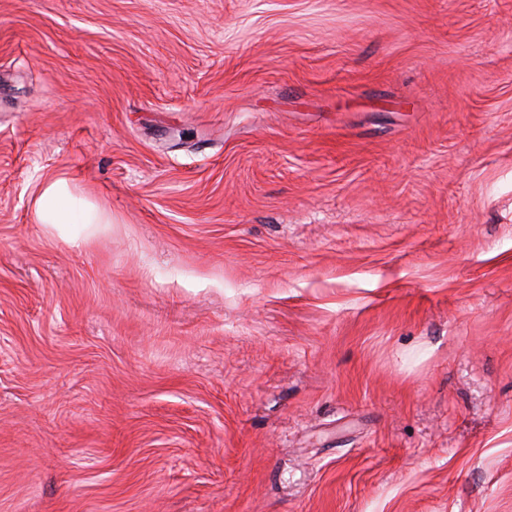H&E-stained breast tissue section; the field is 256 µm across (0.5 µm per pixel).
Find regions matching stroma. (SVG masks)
Returning <instances> with one entry per match:
<instances>
[{
	"label": "stroma",
	"instance_id": "1",
	"mask_svg": "<svg viewBox=\"0 0 512 512\" xmlns=\"http://www.w3.org/2000/svg\"><path fill=\"white\" fill-rule=\"evenodd\" d=\"M0 512H512V0H0ZM40 224H105L108 217L96 205L74 196L64 179L49 182L36 201Z\"/></svg>",
	"mask_w": 512,
	"mask_h": 512
}]
</instances>
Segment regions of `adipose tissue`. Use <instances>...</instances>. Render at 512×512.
Masks as SVG:
<instances>
[{
	"label": "adipose tissue",
	"instance_id": "ef3b65f1",
	"mask_svg": "<svg viewBox=\"0 0 512 512\" xmlns=\"http://www.w3.org/2000/svg\"><path fill=\"white\" fill-rule=\"evenodd\" d=\"M41 224H104L108 217L96 205L74 196L66 180L49 182L36 201Z\"/></svg>",
	"mask_w": 512,
	"mask_h": 512
}]
</instances>
